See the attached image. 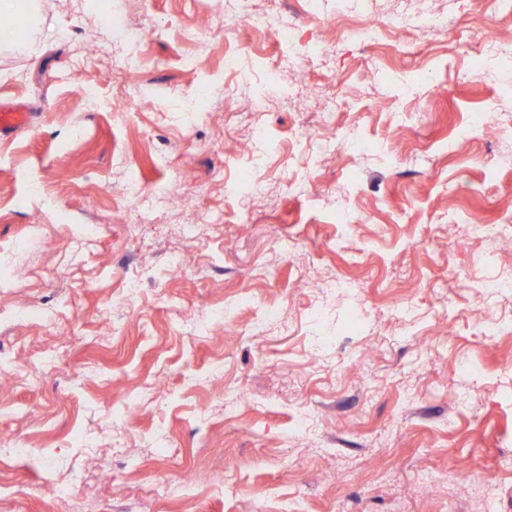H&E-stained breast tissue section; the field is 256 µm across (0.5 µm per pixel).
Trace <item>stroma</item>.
Here are the masks:
<instances>
[{
    "instance_id": "35a3bbf8",
    "label": "stroma",
    "mask_w": 512,
    "mask_h": 512,
    "mask_svg": "<svg viewBox=\"0 0 512 512\" xmlns=\"http://www.w3.org/2000/svg\"><path fill=\"white\" fill-rule=\"evenodd\" d=\"M105 2L40 0L30 46H0V101L35 114L0 140V269L25 270L0 290V367L15 375L0 512H67L53 480L80 484L87 512H512V292L466 280L512 279L506 237L469 231L476 214L512 223V64L472 40L512 34V15L439 0L446 31L390 28L369 46L335 37L346 0L283 4L300 23L280 50L201 25L205 0ZM128 19L140 47L120 36ZM318 41L327 55L307 59ZM270 72L287 86L302 73L334 112H305ZM205 83L207 115L192 109ZM306 120L321 138L356 130L360 150L320 153L295 136ZM255 124L267 138L248 163L227 144ZM247 163L267 192L245 211L225 187ZM127 182L155 225L132 223ZM173 183L205 197L194 240L156 230L179 220ZM335 276L356 289L325 287ZM56 351L62 367L29 382Z\"/></svg>"
}]
</instances>
